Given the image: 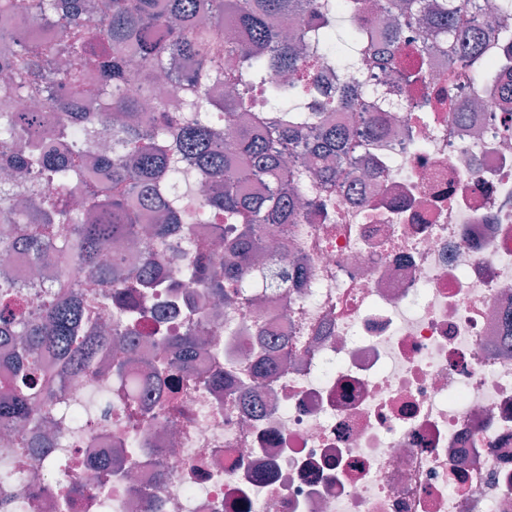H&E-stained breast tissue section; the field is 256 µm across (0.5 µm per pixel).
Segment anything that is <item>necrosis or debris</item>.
I'll return each instance as SVG.
<instances>
[{"label":"necrosis or debris","mask_w":512,"mask_h":512,"mask_svg":"<svg viewBox=\"0 0 512 512\" xmlns=\"http://www.w3.org/2000/svg\"><path fill=\"white\" fill-rule=\"evenodd\" d=\"M486 40L494 94L481 109L393 112L395 132L360 147L378 169L335 189L311 185L294 224L269 225V265L301 259L285 289L258 281L235 302L199 285L159 295L126 372L160 352L152 331L179 334L182 301L214 330L198 376L131 406L113 370L69 382L84 410L59 430L26 498L83 485L74 512H512V69ZM402 68L448 83V48L412 51ZM273 356L278 368L257 367ZM111 411L91 410L95 391ZM137 431L138 451L123 450ZM122 448L102 485L95 458Z\"/></svg>","instance_id":"necrosis-or-debris-1"}]
</instances>
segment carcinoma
I'll return each mask as SVG.
<instances>
[{
    "label": "carcinoma",
    "mask_w": 512,
    "mask_h": 512,
    "mask_svg": "<svg viewBox=\"0 0 512 512\" xmlns=\"http://www.w3.org/2000/svg\"><path fill=\"white\" fill-rule=\"evenodd\" d=\"M476 0H384L388 14L378 25L367 0H0V18L18 14L46 23L32 34L15 28L0 47V254L33 259L56 257L58 268L42 282L41 305L31 310L24 288L0 272V347L17 352L10 375L0 379V427L21 431L8 449L14 471L0 478V512L15 500L28 461L53 447L48 429L70 420L59 413L61 387L45 371L56 361L61 380L97 375L114 341L135 351L141 341L143 303L168 282L164 270L172 224H215L225 246L212 254L186 246L177 258L183 280L205 285L217 297L256 275L265 224H288L307 204L310 181L331 182L355 147L354 134L329 117L352 110L372 91L364 60L384 45L400 43V22L422 16L425 27L413 42L419 54L448 42L451 65L474 67L480 28L463 25ZM350 25L335 36L336 14ZM337 63L336 81L323 75V57ZM77 58L79 70L64 68ZM188 60L193 69L172 67ZM182 86L184 111L149 129L145 103L151 87H131L135 69ZM97 83L98 104L85 100V76ZM484 77L472 70L467 82L437 93L448 110L459 97L479 98ZM213 83L233 89L224 101L208 96ZM27 98L35 105L22 109ZM251 109V122L235 128L234 115ZM81 123L101 129L113 147L96 154L67 139ZM311 156L304 170L286 163V149ZM268 175L266 195L247 183ZM202 174L222 185L197 201L174 194L186 177ZM54 184L56 195L38 184ZM158 215L149 245L136 267L125 255L105 257L112 245L134 240L139 207ZM97 286L89 303L81 289ZM210 330L199 321L157 344L165 363L150 372L156 383L182 382L183 362Z\"/></svg>",
    "instance_id": "carcinoma-1"
}]
</instances>
